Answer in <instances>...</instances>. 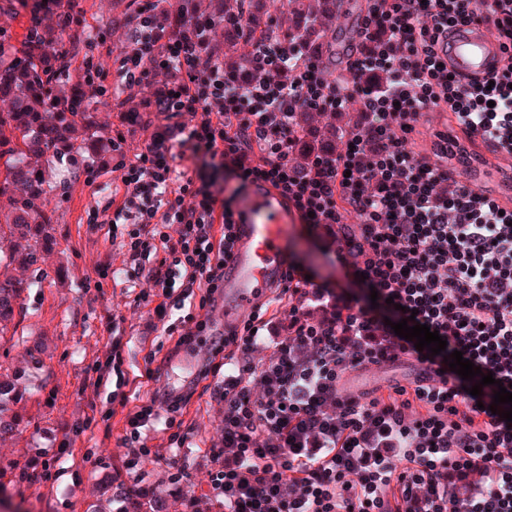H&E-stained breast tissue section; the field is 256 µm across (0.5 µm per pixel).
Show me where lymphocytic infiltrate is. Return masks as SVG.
Returning a JSON list of instances; mask_svg holds the SVG:
<instances>
[{"label": "lymphocytic infiltrate", "mask_w": 512, "mask_h": 512, "mask_svg": "<svg viewBox=\"0 0 512 512\" xmlns=\"http://www.w3.org/2000/svg\"><path fill=\"white\" fill-rule=\"evenodd\" d=\"M163 3L140 0L116 60L126 89H154L142 106L165 132L121 163L112 221L133 227L127 259L153 285L139 300L163 330H180L175 350L205 329L236 242L234 198L179 171L191 152L241 187L268 182L337 263L495 378L472 396L447 362L358 300L285 273L224 336V446L210 451L208 498L187 496V512L208 501L219 512H512V423L489 409L497 385L512 384V207L413 149L421 119L443 107L469 141L512 156V0H365L362 39L341 75L288 34L285 7L262 25L244 9L194 15L177 33ZM483 24L495 28L504 63L482 76L453 73L440 43ZM220 28L249 44L241 66H225ZM353 102L343 148L294 164L297 114L339 115ZM194 297L198 314L184 313ZM271 331L272 354L254 364ZM408 357L439 365L442 387L395 384L371 399L343 391L346 373ZM227 447L234 461H223Z\"/></svg>", "instance_id": "lymphocytic-infiltrate-1"}]
</instances>
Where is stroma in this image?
<instances>
[{
    "instance_id": "obj_1",
    "label": "stroma",
    "mask_w": 512,
    "mask_h": 512,
    "mask_svg": "<svg viewBox=\"0 0 512 512\" xmlns=\"http://www.w3.org/2000/svg\"><path fill=\"white\" fill-rule=\"evenodd\" d=\"M138 0H74L77 14L99 46L86 59L100 63L110 96H123L114 58L125 48ZM140 112L132 122L128 113ZM97 145L125 139L124 151L105 156L82 152L58 158L50 166L48 207L54 213V246L41 250L37 264H0V279L30 281L14 330L0 336V379L19 378L26 394L15 410L23 419L19 433L0 438V466L30 471L44 458H56L49 479L34 482L0 478V512H115L116 485L128 493L143 488L148 500L163 499L167 512H184L188 494L206 495L209 448L224 439V362L211 358V369L196 385L173 425L151 421L149 448L159 460L128 468L131 448L121 443L140 406L157 394L148 379L150 363L161 362L174 347L169 336L136 302L146 284L140 270L123 257L128 225H112L115 203L122 200L123 155L163 133L164 128L138 101L113 111L109 99L91 106ZM101 170L87 181L86 162ZM283 250L291 264L316 283L371 304V292L352 269L331 262L314 231L300 224ZM120 364L107 366L111 353ZM37 356L42 369H32ZM186 476L174 481L177 468Z\"/></svg>"
}]
</instances>
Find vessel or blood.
<instances>
[{"mask_svg":"<svg viewBox=\"0 0 512 512\" xmlns=\"http://www.w3.org/2000/svg\"><path fill=\"white\" fill-rule=\"evenodd\" d=\"M336 24L326 32L325 44L337 45L341 34L359 42V16L348 0L336 7ZM502 57L499 44L489 30L473 25L457 31L448 40V64L464 75H481L497 65ZM235 221L239 240L224 276L222 299L211 312L216 328L240 325L254 305L266 298L269 287L288 267L282 246L297 211L268 184L251 186L246 200L238 207ZM212 352L211 341H200L181 358L188 376H195Z\"/></svg>","mask_w":512,"mask_h":512,"instance_id":"1","label":"vessel or blood"}]
</instances>
